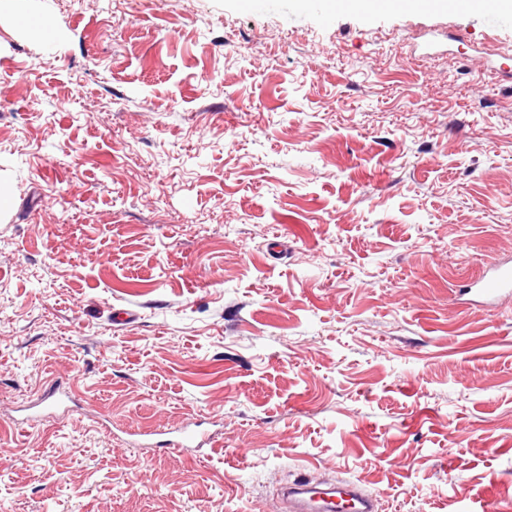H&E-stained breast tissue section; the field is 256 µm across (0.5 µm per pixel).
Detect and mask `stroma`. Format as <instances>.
I'll return each instance as SVG.
<instances>
[{
	"label": "stroma",
	"instance_id": "obj_1",
	"mask_svg": "<svg viewBox=\"0 0 512 512\" xmlns=\"http://www.w3.org/2000/svg\"><path fill=\"white\" fill-rule=\"evenodd\" d=\"M46 16L43 38L18 14ZM0 0V512H512V10ZM82 403L17 422L56 380ZM221 418L217 447H125ZM461 304L471 302L492 304L502 295L512 294V264L511 261L480 274L460 289ZM292 512H375L372 496L359 491L354 485L319 486L309 480L292 482L284 491Z\"/></svg>",
	"mask_w": 512,
	"mask_h": 512
}]
</instances>
